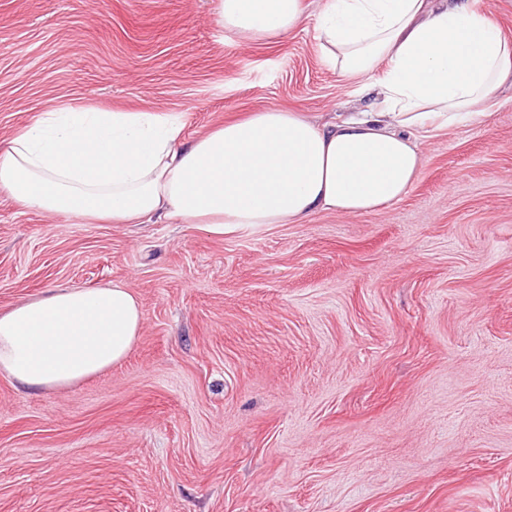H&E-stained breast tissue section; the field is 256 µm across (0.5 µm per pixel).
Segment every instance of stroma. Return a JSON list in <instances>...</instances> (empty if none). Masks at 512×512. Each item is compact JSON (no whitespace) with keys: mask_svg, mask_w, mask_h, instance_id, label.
<instances>
[{"mask_svg":"<svg viewBox=\"0 0 512 512\" xmlns=\"http://www.w3.org/2000/svg\"><path fill=\"white\" fill-rule=\"evenodd\" d=\"M322 5L244 42L217 0H0V142L65 107L171 114L188 139L365 111L316 51ZM420 147L399 202L251 235L0 191V311L112 281L144 311L95 378L0 376V512H512V85Z\"/></svg>","mask_w":512,"mask_h":512,"instance_id":"1","label":"stroma"}]
</instances>
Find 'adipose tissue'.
<instances>
[{"mask_svg":"<svg viewBox=\"0 0 512 512\" xmlns=\"http://www.w3.org/2000/svg\"><path fill=\"white\" fill-rule=\"evenodd\" d=\"M302 19V0H219L218 24L248 41ZM317 49L357 79L368 111L320 123L270 107L188 140L167 114L51 110L0 144V190L72 220L171 221L216 236L372 213L413 187L415 132L472 120L512 82V40L469 0H325ZM379 68V83L364 84ZM143 322L123 284L49 289L0 312V376L73 386L127 358Z\"/></svg>","mask_w":512,"mask_h":512,"instance_id":"1","label":"adipose tissue"}]
</instances>
